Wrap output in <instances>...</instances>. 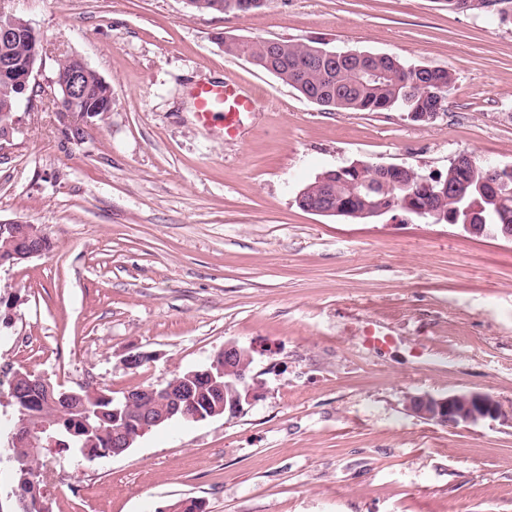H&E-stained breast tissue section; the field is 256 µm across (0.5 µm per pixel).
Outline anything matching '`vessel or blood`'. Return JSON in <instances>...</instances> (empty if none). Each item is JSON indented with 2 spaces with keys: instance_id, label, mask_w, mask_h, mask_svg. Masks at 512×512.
<instances>
[{
  "instance_id": "vessel-or-blood-1",
  "label": "vessel or blood",
  "mask_w": 512,
  "mask_h": 512,
  "mask_svg": "<svg viewBox=\"0 0 512 512\" xmlns=\"http://www.w3.org/2000/svg\"><path fill=\"white\" fill-rule=\"evenodd\" d=\"M190 95L200 121H209L215 114L224 118L223 131L233 135L238 131L243 113L256 110L258 100L231 78L193 86Z\"/></svg>"
}]
</instances>
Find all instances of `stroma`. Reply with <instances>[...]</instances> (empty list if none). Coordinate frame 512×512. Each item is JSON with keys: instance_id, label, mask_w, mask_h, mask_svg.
Masks as SVG:
<instances>
[{"instance_id": "obj_1", "label": "stroma", "mask_w": 512, "mask_h": 512, "mask_svg": "<svg viewBox=\"0 0 512 512\" xmlns=\"http://www.w3.org/2000/svg\"><path fill=\"white\" fill-rule=\"evenodd\" d=\"M40 33L47 86L81 57L112 88L82 145L37 95L0 144V218L40 225L42 256L0 269V420L15 370L115 395L254 348L243 412L174 419L125 453L48 461L50 512H512V424L443 427L411 396L482 392L512 408V241L402 212L313 214L299 191L354 161L446 174L512 164V19L448 0H269L255 15L186 0H5ZM395 54L451 70L445 112H328L225 53L216 34ZM259 99L236 137L191 86ZM386 344L365 347L368 330ZM149 361L125 368L128 352Z\"/></svg>"}]
</instances>
